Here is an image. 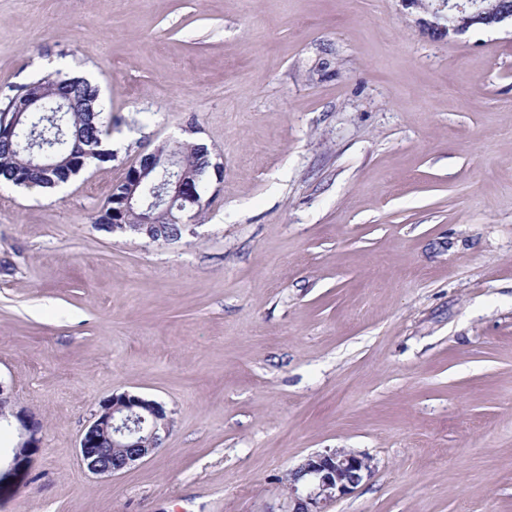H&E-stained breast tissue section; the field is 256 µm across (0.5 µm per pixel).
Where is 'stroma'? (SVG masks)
Returning <instances> with one entry per match:
<instances>
[{"label":"stroma","mask_w":512,"mask_h":512,"mask_svg":"<svg viewBox=\"0 0 512 512\" xmlns=\"http://www.w3.org/2000/svg\"><path fill=\"white\" fill-rule=\"evenodd\" d=\"M433 0H0V92L86 74L111 162L0 187V381L40 445L0 512H284L327 448L374 464L328 512H512V23ZM207 145L193 232L97 228L163 141ZM169 434L116 476L80 436L122 393ZM455 2L449 5V2ZM448 11L455 10L456 13H448V32L455 33L466 30L470 25L480 23L493 25L511 20L512 10L500 9L496 12H484L480 2L475 0H448Z\"/></svg>","instance_id":"stroma-1"}]
</instances>
